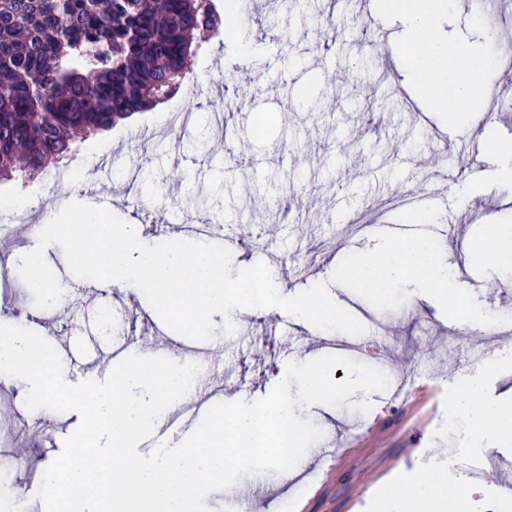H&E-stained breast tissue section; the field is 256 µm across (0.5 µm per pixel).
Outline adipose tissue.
<instances>
[{"label":"adipose tissue","mask_w":512,"mask_h":512,"mask_svg":"<svg viewBox=\"0 0 512 512\" xmlns=\"http://www.w3.org/2000/svg\"><path fill=\"white\" fill-rule=\"evenodd\" d=\"M449 0H381L383 11L396 14L406 26L404 43L410 52L409 77L441 110L465 111L477 98L488 99L491 87L473 80L481 63L480 49L463 38L445 36L439 26ZM479 264L493 276L512 268V224L491 225ZM468 397L460 402L478 429L512 434V406L476 401L482 393L481 375L467 381ZM466 484L448 486L437 473L421 478L405 493L387 488L371 502V512H458L470 496Z\"/></svg>","instance_id":"1"}]
</instances>
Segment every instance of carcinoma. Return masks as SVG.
<instances>
[{"label":"carcinoma","instance_id":"carcinoma-1","mask_svg":"<svg viewBox=\"0 0 512 512\" xmlns=\"http://www.w3.org/2000/svg\"><path fill=\"white\" fill-rule=\"evenodd\" d=\"M214 0H0V182L57 170L74 137L176 95L207 39Z\"/></svg>","mask_w":512,"mask_h":512}]
</instances>
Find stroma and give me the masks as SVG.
I'll return each instance as SVG.
<instances>
[{
  "instance_id": "obj_1",
  "label": "stroma",
  "mask_w": 512,
  "mask_h": 512,
  "mask_svg": "<svg viewBox=\"0 0 512 512\" xmlns=\"http://www.w3.org/2000/svg\"><path fill=\"white\" fill-rule=\"evenodd\" d=\"M366 12L387 34L377 51L362 38L352 0H259L254 13L240 17L251 52L243 55L235 43L212 40L194 63L201 82L196 94H177L78 141L67 164L70 183L39 179L23 189L0 184V197L21 194L32 202L30 209L14 211L7 231L0 232V322L16 321L49 337L71 383L90 374L107 378L98 351L115 334L126 331L146 342L164 323L151 316L135 286L115 292L86 288L56 244L46 248L45 259L66 288L65 310L35 306L29 288L15 278L19 257L35 247L40 216L70 202L104 203L120 219H135L144 225L148 245L177 239L176 225L207 219L219 220L230 236L259 235L256 247H232L233 271L247 263L271 264L287 295L328 283L338 305L375 329L386 362L430 342L429 365L409 391L371 394L373 408L366 413L354 407L366 397L360 391L350 406L301 408L300 418L321 432L303 461L285 474L246 475L248 494L235 484L210 493L208 512H236L242 503L251 512H364L369 493L386 484L405 491L434 470L457 483L461 465L448 458L444 423L464 383L459 376L448 378L443 358L449 341H466L468 333L424 294L408 292L398 306L381 310L331 283L345 256L375 244L361 222L418 224L430 232L450 214L468 213L462 234L443 244L448 270L461 288L481 286L486 305L512 312V277L492 282L481 266L465 263L493 216L512 220V188L490 179L496 158L481 137L480 118L457 125L433 107L407 77L400 18L380 14L377 0H367ZM496 56L488 52L476 78L493 85L486 105L496 113L497 136L512 141V80L496 67ZM242 64L254 76L251 90L228 116L223 134H216L209 104L221 74ZM340 70L347 83L331 80ZM180 108L196 115L185 131L168 122ZM436 152L466 154L474 163L460 177L454 164L430 166ZM463 182L473 188L470 197L457 192ZM414 187L426 201L410 213L395 203L393 191ZM213 323L215 334L206 343L208 385L194 394L205 410L217 393L264 398L288 363L322 357L319 343L331 336L288 315L248 308L229 320L214 316ZM80 356L89 360L87 372L72 364ZM25 397L22 389L0 383V429L6 433L0 454L25 449L24 467L7 480L21 491L27 512H44L36 498L43 473L79 416L31 413ZM460 431L465 452L497 461L489 481L471 495L467 512H501V501L512 495V435L477 430L465 416Z\"/></svg>"
}]
</instances>
